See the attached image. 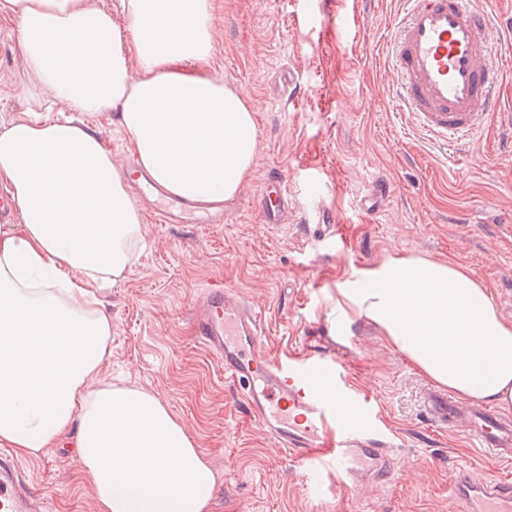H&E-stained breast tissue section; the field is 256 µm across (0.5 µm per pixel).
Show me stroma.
<instances>
[{"instance_id":"1","label":"stroma","mask_w":512,"mask_h":512,"mask_svg":"<svg viewBox=\"0 0 512 512\" xmlns=\"http://www.w3.org/2000/svg\"><path fill=\"white\" fill-rule=\"evenodd\" d=\"M491 10L512 113V8ZM402 0H214L210 72L241 89L254 111L259 152L220 224H159L144 216L136 262L100 296L112 316L110 378L152 390L185 423L218 478L209 512H459L454 473L512 478L462 433L436 431L422 406L431 382L378 328L342 311L339 290L384 258L453 260L485 285L512 321V125L496 122L462 156L449 154L397 108L385 47ZM15 23L0 21V126L33 103ZM291 71L292 98L277 85ZM286 172L290 210L265 223L252 196L270 168ZM380 179L389 197L363 202ZM334 214L330 229L318 210ZM221 278L261 310L276 358L340 357L401 438L389 481L329 479L322 495L269 439L217 361L198 343L192 315L201 287ZM25 485L49 512H95L80 460L51 448L21 458Z\"/></svg>"}]
</instances>
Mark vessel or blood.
<instances>
[{
    "mask_svg": "<svg viewBox=\"0 0 512 512\" xmlns=\"http://www.w3.org/2000/svg\"><path fill=\"white\" fill-rule=\"evenodd\" d=\"M390 60L400 80L398 109L449 149L472 143L501 115L500 52L493 20L476 0H405ZM138 202L163 224H220L224 206H201L169 195L128 162ZM265 223H284L288 211L286 176L271 170L256 192ZM195 330L221 364L255 421L274 443L297 461L310 488L322 492L325 473L343 477L364 471L388 479L394 445L374 422L370 400L349 387L341 363L319 357L277 359L261 351L265 329L260 311L240 291L211 281L202 294ZM423 404L431 422L463 434L489 456L512 465V418L447 393L427 389ZM453 486L460 512H512V481L482 485L466 474ZM45 503L22 486L19 467L0 456V512H42Z\"/></svg>",
    "mask_w": 512,
    "mask_h": 512,
    "instance_id": "vessel-or-blood-1",
    "label": "vessel or blood"
}]
</instances>
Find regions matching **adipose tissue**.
Returning a JSON list of instances; mask_svg holds the SVG:
<instances>
[{
    "instance_id": "ef3b65f1",
    "label": "adipose tissue",
    "mask_w": 512,
    "mask_h": 512,
    "mask_svg": "<svg viewBox=\"0 0 512 512\" xmlns=\"http://www.w3.org/2000/svg\"><path fill=\"white\" fill-rule=\"evenodd\" d=\"M0 0L16 23L25 91L73 112H117L139 165L177 197L234 198L259 150L241 90L208 72L213 0ZM0 447H67L97 512H208L217 475L148 389L99 378L112 318L94 290L122 276L143 218L100 134L30 117L0 127ZM437 385L512 408V323L460 263L389 258L339 291Z\"/></svg>"
}]
</instances>
